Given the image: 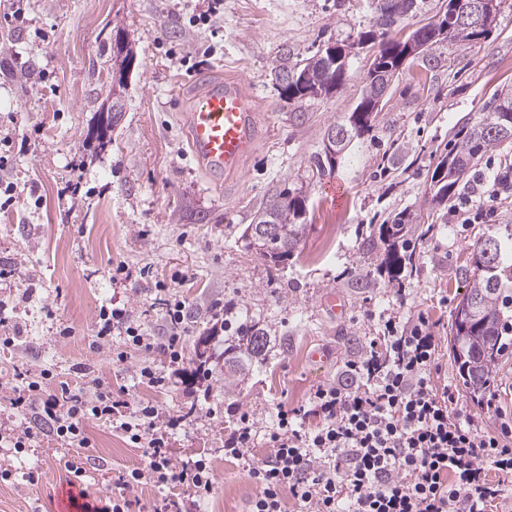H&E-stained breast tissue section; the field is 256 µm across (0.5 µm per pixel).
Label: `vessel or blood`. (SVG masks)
<instances>
[{
  "mask_svg": "<svg viewBox=\"0 0 512 512\" xmlns=\"http://www.w3.org/2000/svg\"><path fill=\"white\" fill-rule=\"evenodd\" d=\"M253 114L239 87L204 82L189 115V140L194 157L214 179L238 165L253 146Z\"/></svg>",
  "mask_w": 512,
  "mask_h": 512,
  "instance_id": "b4317fda",
  "label": "vessel or blood"
}]
</instances>
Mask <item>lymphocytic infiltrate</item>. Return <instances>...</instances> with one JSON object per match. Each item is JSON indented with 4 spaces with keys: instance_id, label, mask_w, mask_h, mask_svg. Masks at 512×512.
Segmentation results:
<instances>
[{
    "instance_id": "1",
    "label": "lymphocytic infiltrate",
    "mask_w": 512,
    "mask_h": 512,
    "mask_svg": "<svg viewBox=\"0 0 512 512\" xmlns=\"http://www.w3.org/2000/svg\"><path fill=\"white\" fill-rule=\"evenodd\" d=\"M97 347L112 353L116 364L126 363L127 350L113 348L112 331L129 344L151 353L161 351L178 362L184 307L168 310L169 336L148 335L124 308L101 307ZM385 328V352L370 351L348 362L347 371L360 385L317 387L310 412L315 428L304 429L294 414L278 410L275 423L258 432L249 416L224 437L225 455L247 457L257 438L272 453L249 464L248 476L259 493L249 512H282L284 494L297 500L301 512H488L512 482V448L501 444L464 414L450 411L452 394L438 390L431 380L437 345L425 319L409 332H399L395 319ZM87 393L65 398L45 393L47 370L16 376L10 403L27 414L36 413L63 444L88 445L86 422L118 424L148 458L145 468L123 476L122 493L111 503H85L83 512H130L136 490L145 482L182 486L189 496L174 501L175 512H197L214 487V475L205 458L173 463L168 448L171 419L155 406L137 405L102 389L93 370L83 369ZM491 461L498 473L489 480L483 468Z\"/></svg>"
}]
</instances>
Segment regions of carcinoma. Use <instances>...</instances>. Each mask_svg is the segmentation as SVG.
Listing matches in <instances>:
<instances>
[{"label": "carcinoma", "mask_w": 512, "mask_h": 512, "mask_svg": "<svg viewBox=\"0 0 512 512\" xmlns=\"http://www.w3.org/2000/svg\"><path fill=\"white\" fill-rule=\"evenodd\" d=\"M455 0H445L444 9L435 17L439 34L424 36L425 48L421 60H427L430 48L443 42L466 45L486 38L491 28L485 26L459 27L448 24ZM424 0H396V12L389 16H373V28L361 32L358 39L348 44H334L305 58H293L283 51L273 61V70L280 96L286 102L302 107L318 96L330 95L344 85L347 58L353 46H377L374 58L360 89L358 102L346 119L328 127V131L346 139L350 147L373 128L378 88L373 73L397 76L406 63V48L410 38L419 30L402 39L389 37V31L403 25L422 10ZM499 112L512 113V93L502 92L492 98L489 112L474 123L463 125L456 139L434 152L431 185L435 188L433 201L438 204L452 199L466 171L482 155L505 143H512V123L496 118ZM343 156L330 160L320 152L314 166L318 177L331 174ZM305 214V200L288 192L279 194L271 203L257 211L253 222L247 225L245 240L262 258L279 264L288 259L305 230L301 222ZM420 223L419 215L403 210L379 225L378 236L367 241V250L383 249L379 271L386 272L388 281L397 282L402 274L413 269L419 246L436 230L429 224L416 237H411V225ZM474 274L462 300L472 305L473 316L466 322L453 319L449 331V346L459 376L470 397L483 399L495 386V364L502 352L501 336L505 325L512 320V224H498L495 230L479 241L473 253ZM270 337L265 329L254 323L237 332L231 344L224 348V364L234 374L244 377L251 365H261L267 357Z\"/></svg>", "instance_id": "cac0c4a2"}]
</instances>
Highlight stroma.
<instances>
[{
	"label": "stroma",
	"mask_w": 512,
	"mask_h": 512,
	"mask_svg": "<svg viewBox=\"0 0 512 512\" xmlns=\"http://www.w3.org/2000/svg\"><path fill=\"white\" fill-rule=\"evenodd\" d=\"M369 0H0V180L22 194L0 209V262L18 277L0 287V427L22 417L9 402L15 369L48 370V393H82L80 367L105 389L157 405L179 424L168 437L173 462L205 456L215 484L201 512H248L258 489L245 463L226 457L224 435L241 414L265 430L275 409L307 404L317 386L345 381V364L381 340L388 318H425L437 338L431 377L453 406L512 446V349L494 395L470 399L448 352V327L473 275L472 252L494 225L512 224V189L499 176L512 144L486 152L448 205L435 207L429 168L436 146L479 120L493 94L512 92V0H501L492 32L466 47L433 45L430 64L403 66L372 131L355 141L327 178L314 158L331 124L356 105L370 52L353 50L345 84L293 111L280 97L272 63L282 46L309 57L372 25ZM128 34L136 54L124 91L126 112L107 149L90 133L112 96L113 38ZM238 82L258 126L255 150L215 182L193 157L189 111L198 77ZM304 196L305 232L288 260L273 264L248 249L243 232L281 191ZM497 196L493 220L475 217L483 192ZM409 209L438 225L418 271L393 287L377 273L383 254L363 243L379 224ZM128 273L114 276L117 265ZM186 306L183 357L172 375L161 352L113 364L96 350L101 306L127 305L148 333L166 331L170 303ZM237 318L214 332L217 307ZM254 321L272 343L243 383L224 374L225 339ZM72 327V336L59 332ZM209 337V374H196L195 348ZM322 351L326 360H314ZM150 364L171 374L151 387L135 378ZM87 448L52 434L0 461V512H56L69 463H84L89 500L118 495L120 473L146 466L142 449L111 423L89 420ZM38 473L29 482V473Z\"/></svg>",
	"instance_id": "obj_1"
}]
</instances>
